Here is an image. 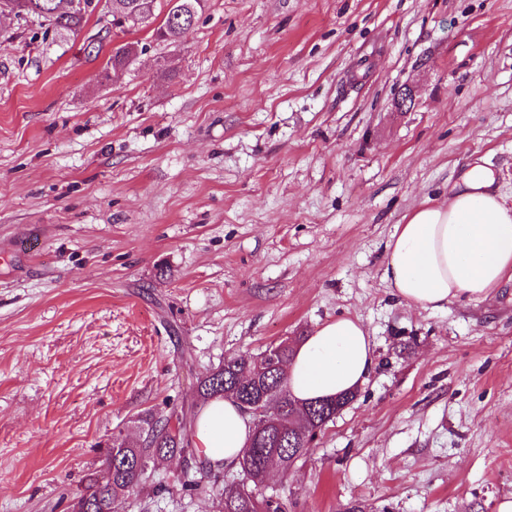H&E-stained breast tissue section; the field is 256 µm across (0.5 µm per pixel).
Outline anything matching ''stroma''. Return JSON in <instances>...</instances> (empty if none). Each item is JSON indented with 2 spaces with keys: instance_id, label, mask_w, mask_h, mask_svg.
I'll use <instances>...</instances> for the list:
<instances>
[{
  "instance_id": "stroma-1",
  "label": "stroma",
  "mask_w": 512,
  "mask_h": 512,
  "mask_svg": "<svg viewBox=\"0 0 512 512\" xmlns=\"http://www.w3.org/2000/svg\"><path fill=\"white\" fill-rule=\"evenodd\" d=\"M94 3L69 37L0 16V512H70L141 414L339 316L376 368L272 476L286 512H498L512 281L434 311L382 265L473 165L512 201V0H208L175 47ZM237 478L158 460L116 510L220 512Z\"/></svg>"
}]
</instances>
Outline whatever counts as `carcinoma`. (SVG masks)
<instances>
[{"mask_svg":"<svg viewBox=\"0 0 512 512\" xmlns=\"http://www.w3.org/2000/svg\"><path fill=\"white\" fill-rule=\"evenodd\" d=\"M20 14L36 16L61 36L80 32L95 9L93 0H81L76 10L61 7L63 0H20ZM139 0H117L116 9L125 14L126 22H141ZM195 23L169 12L154 29L155 37L169 45L182 43ZM294 344L283 340L267 347L256 357L232 358L197 379L199 404L213 398L230 399L243 404L275 403L279 428L253 424L249 448L236 463L240 481L224 486L220 496L222 512H283L279 496L266 493L272 469L286 474L305 457L318 434L336 417V410L320 401L300 403L288 389L286 368L294 354ZM145 446L126 444V439L112 438L106 466L88 479L75 498L84 512H109L119 498L140 485L149 461L176 454L195 456L192 448L194 420H181L170 427L171 418L146 412L139 418Z\"/></svg>","mask_w":512,"mask_h":512,"instance_id":"carcinoma-1","label":"carcinoma"}]
</instances>
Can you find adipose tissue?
I'll return each instance as SVG.
<instances>
[{
	"label": "adipose tissue",
	"instance_id": "1",
	"mask_svg": "<svg viewBox=\"0 0 512 512\" xmlns=\"http://www.w3.org/2000/svg\"><path fill=\"white\" fill-rule=\"evenodd\" d=\"M382 278L407 305L440 310L458 299L485 300L512 281V203L483 166L470 168L442 204H423L397 225ZM375 367L362 322L340 316L300 341L288 366V388L300 401L356 389ZM250 419L231 401L203 407L196 445L211 463L230 466L248 446Z\"/></svg>",
	"mask_w": 512,
	"mask_h": 512
}]
</instances>
